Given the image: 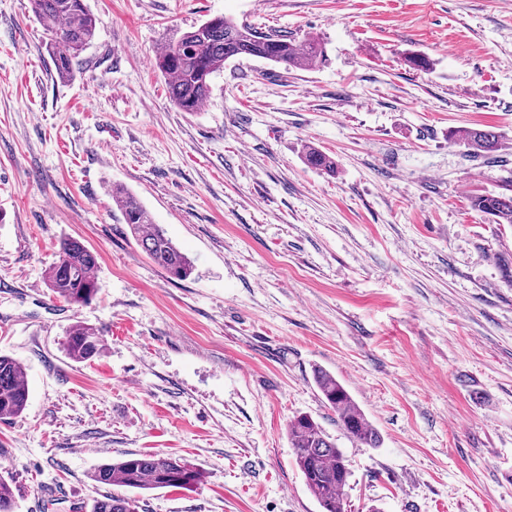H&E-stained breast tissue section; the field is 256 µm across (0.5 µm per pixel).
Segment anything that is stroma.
<instances>
[{"instance_id": "stroma-1", "label": "stroma", "mask_w": 512, "mask_h": 512, "mask_svg": "<svg viewBox=\"0 0 512 512\" xmlns=\"http://www.w3.org/2000/svg\"><path fill=\"white\" fill-rule=\"evenodd\" d=\"M85 4L96 36L62 81L29 0H0V354L29 387L0 420L16 512H73L106 493L97 465L149 452L204 478L142 492L146 512H321L288 442L298 414L349 460L345 512H512V224L469 201L512 178V0ZM216 15L319 39L327 60L228 61L181 111L154 56ZM483 125L504 137L492 162L448 140ZM116 184L187 279L142 252ZM68 237L98 255L83 305L44 284ZM78 321L102 340L89 362L64 349ZM318 368L380 447L337 423ZM304 162L312 168L335 173L336 160L328 153L316 147L306 146L303 152ZM112 201L120 209L142 251L171 277L185 279L192 272L188 257L169 239L139 198L122 187H112ZM314 381L325 404L336 412L341 427L349 437L361 447H380L379 432L367 421L344 384L321 368L314 371Z\"/></svg>"}]
</instances>
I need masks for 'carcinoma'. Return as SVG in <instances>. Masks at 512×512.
Returning <instances> with one entry per match:
<instances>
[{
	"mask_svg": "<svg viewBox=\"0 0 512 512\" xmlns=\"http://www.w3.org/2000/svg\"><path fill=\"white\" fill-rule=\"evenodd\" d=\"M34 16L43 27L44 45L60 79L73 76L81 54L95 37L97 20L84 0H30ZM239 57H255L284 70L312 67L325 61V47L315 39L300 43L287 34L252 25L237 24L222 15L212 17L163 46L154 58L155 68L165 77L170 99L184 112L198 111L210 98L211 80L224 70V63ZM448 138L490 159L502 148V134L491 127H471L448 132ZM304 162L325 172H336V160L328 153L307 146ZM112 201L120 209L142 251L170 276L185 279L192 272L188 257L154 223L151 213L132 192L112 189ZM471 207L494 219L512 224V189L476 193ZM97 256L75 239L60 242L58 259L45 273L44 282L52 294L69 304H86L98 292L93 270ZM68 357L83 363L97 357L101 341L97 330L81 321L66 333ZM314 381L325 404L338 417L341 427L359 446L378 448L379 432L367 421L349 390L332 373L314 371ZM28 400V383L21 364L0 355V419L23 412ZM288 441L309 492L323 512H343L339 507L350 471L343 451L311 416L299 414L288 423ZM91 479L105 486L131 491L190 489L201 484L203 474L191 464L161 453H127L117 460L98 465ZM13 491L0 478V512H15ZM89 512H138V499L115 493L96 498Z\"/></svg>",
	"mask_w": 512,
	"mask_h": 512,
	"instance_id": "cac0c4a2",
	"label": "carcinoma"
}]
</instances>
